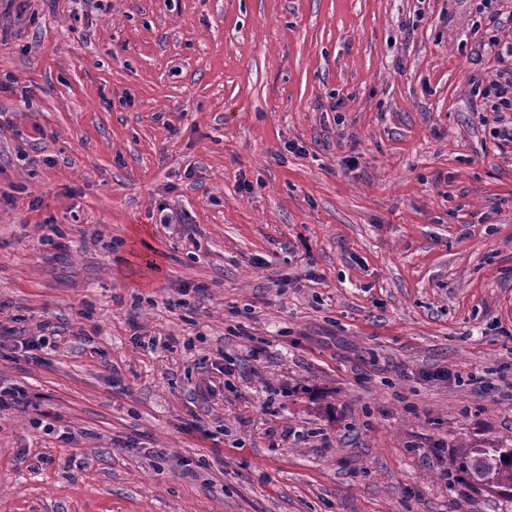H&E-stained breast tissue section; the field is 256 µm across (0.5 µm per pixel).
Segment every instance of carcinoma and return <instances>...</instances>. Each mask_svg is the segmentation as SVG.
<instances>
[{
  "instance_id": "1",
  "label": "carcinoma",
  "mask_w": 512,
  "mask_h": 512,
  "mask_svg": "<svg viewBox=\"0 0 512 512\" xmlns=\"http://www.w3.org/2000/svg\"><path fill=\"white\" fill-rule=\"evenodd\" d=\"M455 457L461 480L471 483L474 474L484 472L490 491H512V445L490 439L471 441L458 445Z\"/></svg>"
}]
</instances>
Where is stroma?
<instances>
[{"label": "stroma", "instance_id": "1", "mask_svg": "<svg viewBox=\"0 0 512 512\" xmlns=\"http://www.w3.org/2000/svg\"><path fill=\"white\" fill-rule=\"evenodd\" d=\"M23 2L0 322L61 336L0 344V512H512L456 479L512 444L477 0Z\"/></svg>", "mask_w": 512, "mask_h": 512}]
</instances>
